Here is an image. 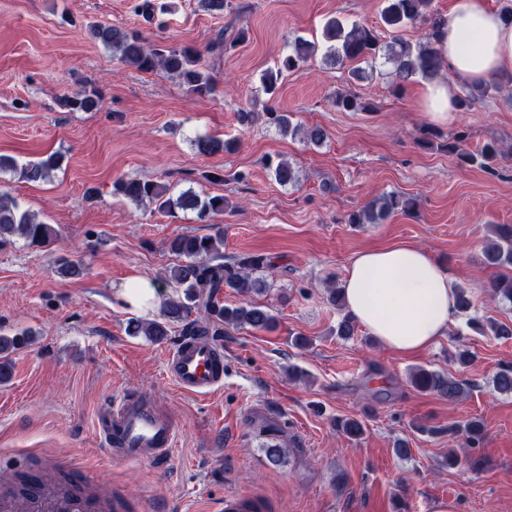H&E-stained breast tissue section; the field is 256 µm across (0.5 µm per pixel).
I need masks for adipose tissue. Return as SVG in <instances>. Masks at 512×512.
I'll return each mask as SVG.
<instances>
[{
    "instance_id": "obj_1",
    "label": "adipose tissue",
    "mask_w": 512,
    "mask_h": 512,
    "mask_svg": "<svg viewBox=\"0 0 512 512\" xmlns=\"http://www.w3.org/2000/svg\"><path fill=\"white\" fill-rule=\"evenodd\" d=\"M437 48L451 71L425 83L421 107L445 125L457 111V83L490 84L512 77V22L485 0H452ZM346 310L388 351L411 356L429 350L456 313L453 278L409 242L359 252L342 278Z\"/></svg>"
}]
</instances>
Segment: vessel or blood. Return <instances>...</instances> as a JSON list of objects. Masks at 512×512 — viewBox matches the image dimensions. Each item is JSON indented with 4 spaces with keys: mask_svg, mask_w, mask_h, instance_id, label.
Here are the masks:
<instances>
[{
    "mask_svg": "<svg viewBox=\"0 0 512 512\" xmlns=\"http://www.w3.org/2000/svg\"><path fill=\"white\" fill-rule=\"evenodd\" d=\"M166 370L181 392L204 397L224 385V351L213 338L186 337L169 355ZM96 430L107 456L129 462L167 459L175 437L173 420L144 392L125 395L101 411ZM0 512H131V507L93 478H84L77 489L47 471L33 476L28 492L0 493Z\"/></svg>",
    "mask_w": 512,
    "mask_h": 512,
    "instance_id": "obj_1",
    "label": "vessel or blood"
}]
</instances>
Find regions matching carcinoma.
<instances>
[{
    "label": "carcinoma",
    "instance_id": "cac0c4a2",
    "mask_svg": "<svg viewBox=\"0 0 512 512\" xmlns=\"http://www.w3.org/2000/svg\"><path fill=\"white\" fill-rule=\"evenodd\" d=\"M433 0H386L382 10V22L392 30L410 24H425L424 41L413 46L400 37L384 42L378 32L368 26L355 23L345 27L332 18L324 26V44L302 37H296L288 44V51L274 69L264 71L261 77L263 92L272 97L280 86L283 73L296 70L309 59L324 51L325 59L332 65L347 62H375L389 65L394 75L395 89L402 88L412 76L421 74L431 77L443 66L442 57L436 51L435 43L441 28L447 25L448 18L432 9ZM164 9L161 0H137L133 12L145 21L154 20ZM91 38L112 51L113 56L138 71L149 73L162 71L178 79L186 92L193 95H212L216 91V80L201 67V51L192 45L168 44L152 46L146 42L140 30L122 23L92 22L88 25ZM246 34L239 31L231 41L219 32L207 46V51L219 55L233 51ZM61 106L71 111L93 112L101 107L102 97L91 82L71 95L59 98ZM336 108L343 112H371L373 103L355 94H339ZM267 122L274 125L283 136L303 134V139L314 145L322 144L327 134L316 125L303 127L293 123L287 112L266 109ZM463 141L459 134L448 135L445 148L456 155L462 165H477L487 168L497 157L498 150L493 142H487L474 151L458 149ZM198 151L213 155L231 151L236 146L234 140L215 137L195 140ZM57 154L43 159L28 160L23 164L9 156H0V172L9 171L19 178L38 182L51 178L58 167ZM267 167L276 182L281 185H294L298 182V172L287 160L268 161ZM113 193L134 203H148L158 213L173 217L177 212L193 211L199 219L211 214L224 212L225 199L222 195L202 197L191 189L178 195L170 193L169 186L154 180L121 179L114 183ZM414 205L412 197L397 191L386 193L352 214L351 224H380L397 213H408ZM494 236L485 250L489 266L498 269L489 283L493 295L512 302V224L493 225ZM21 237L29 244L45 246L54 241L56 230L50 224L36 220L29 211L6 194L0 193V244L11 237ZM167 250L180 258L163 276V284L174 289V294L165 298L160 318L152 320L131 319L128 332L133 336H144L151 341H162L169 336L172 326H182L184 336H219L223 327H247L254 331H271L276 327L277 318L270 310L258 303L254 296L264 293L269 282L263 273H272L275 264L260 253H249L224 259V230L216 228L209 235L180 234L166 241ZM56 274L63 278H73L82 274L79 263L68 258L56 261ZM229 288L243 302L237 306L224 305V289ZM198 317H193V314ZM469 326L477 331L489 330L490 335L511 337L512 325L493 318L480 322L472 319ZM37 332L30 329L17 330L12 334H0V383L7 382L12 375L11 355L23 350L35 341ZM410 383L420 391L435 392L454 401L465 392V384L436 371L418 368L411 373ZM494 387L504 393L512 392V366L500 369L494 379Z\"/></svg>",
    "mask_w": 512,
    "mask_h": 512
}]
</instances>
